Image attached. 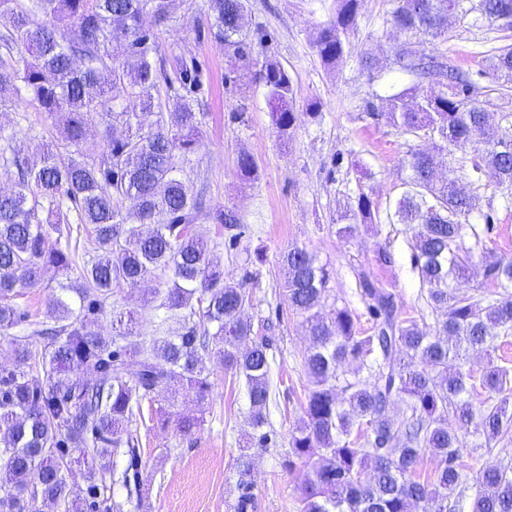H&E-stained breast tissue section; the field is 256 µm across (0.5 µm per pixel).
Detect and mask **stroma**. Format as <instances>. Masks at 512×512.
Returning <instances> with one entry per match:
<instances>
[{"label": "stroma", "instance_id": "stroma-1", "mask_svg": "<svg viewBox=\"0 0 512 512\" xmlns=\"http://www.w3.org/2000/svg\"><path fill=\"white\" fill-rule=\"evenodd\" d=\"M199 2L176 0L172 24L159 33L168 53L194 56L203 69L206 150L186 167V182L191 189H205L209 207L237 211L246 226L245 236L232 248L227 245L228 231L220 226L202 224L198 230L216 241L214 254L229 277L237 280L244 270L255 272L248 285L252 305L247 314L256 335L272 340L267 419L276 443L252 451V512H300L299 489L310 471L285 470L281 457L303 414L308 387L304 356L310 338L303 317L289 311L283 296L281 251L297 244L327 263L332 294L357 314L360 327L371 324L357 293L363 272L393 292L404 315L424 329H432L441 317L428 304L427 286L414 264L412 232L392 218L405 190V161L423 142L386 122H374L364 111L366 102L410 87L415 79L396 62L395 48L404 37L386 23L394 0H365L350 37V53L333 69L320 62L312 38L328 19L334 0H249L247 25L266 35L263 42L254 43V58L278 60L298 88L295 127L289 138H280L253 71L229 70L223 43L199 35L204 20L197 10ZM503 46H512V32L499 31L488 20L472 16L452 28L447 41L435 46L420 42L415 49L438 52L449 65L489 86L494 78L485 53ZM367 52L381 60L379 69L361 67L360 57ZM313 101L321 104V114L315 118L306 110ZM237 110L243 112L244 122L232 120ZM0 123L17 125V137L32 156L42 142L56 136L55 128L31 105L0 103ZM243 151L258 163L255 179L244 180L237 174L236 159ZM362 192L371 196L379 220L359 225L353 238H339L341 209ZM481 200L494 210L495 229L478 238L465 235L463 245L474 258L457 285L462 294L485 288L482 256L512 257V206L489 189L482 192ZM382 251L387 261H379ZM166 280L158 272L140 286H121L110 303L149 321L154 316L152 296ZM208 368L214 392L204 405L182 391L157 395L158 404L171 415L200 417L201 425L192 434L182 435L172 423L132 424L142 443L139 479L146 496L142 512H234L236 458L249 430L248 396L243 379L225 371L218 359H211ZM461 454L478 466L507 463L512 461V439L488 444L482 435L471 432Z\"/></svg>", "mask_w": 512, "mask_h": 512}]
</instances>
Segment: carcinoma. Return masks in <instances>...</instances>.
Returning a JSON list of instances; mask_svg holds the SVG:
<instances>
[{
	"mask_svg": "<svg viewBox=\"0 0 512 512\" xmlns=\"http://www.w3.org/2000/svg\"><path fill=\"white\" fill-rule=\"evenodd\" d=\"M174 0H0V101L36 104L60 138L43 143L40 159L7 138L0 146V174L12 185L0 191V330L19 329L15 362L0 367V512H119L104 495L112 458L120 455L119 479L134 487L135 508L144 507L139 481L141 452L128 424L143 416V404L160 420L153 395L184 389L204 403L212 392L206 365L216 355L245 381L249 440L273 443L265 431L270 398V343L255 339L245 316L251 307L244 272L224 277L198 223L231 231L240 223L232 210L208 209L203 195L185 185L182 174L199 154L205 124L199 95L202 73L196 61L171 56L147 26L171 21ZM363 0H336L312 45L321 62L334 67L349 54ZM249 0H203L206 31L224 42L231 66L255 69V81L271 105L279 136L294 129L297 90L282 64L253 57V40L264 34L247 28ZM488 18L512 13V0H397L386 23L407 35L397 52L404 71L436 78L440 89L416 83L386 99L381 108L365 103L375 121L403 133L439 139L473 151V187L464 189L454 170L439 180L437 156L410 153L406 190L394 216L414 230V258L428 303L442 319L427 332L412 318L399 317L395 295L365 273L359 292L372 317L363 331L349 306L330 297L331 272L304 247L280 255L288 308L305 318L312 344L304 364L309 377L304 417L289 437L282 466L311 468L301 489V512H512V466L474 468L462 460L465 432L474 427L485 443L512 437V380L508 370L488 365L478 375L464 369L469 350L488 349L499 334L512 333V260L484 263L494 292H455L449 278L465 273L469 253L460 241L463 220L477 209L482 189L512 188V119L496 129L482 121L481 100L472 80L436 54L424 58L413 40L433 44L448 38L451 25L472 12ZM123 48L112 55V43ZM489 67L500 85H512V47L488 50ZM174 99V108L162 99ZM99 117L103 148L83 151L88 122ZM126 129L123 137L113 131ZM258 169L253 155L237 158L244 179ZM488 183H481L482 177ZM338 235L351 237L358 224H373L377 211L360 193L348 203ZM143 224L153 225L144 234ZM57 239L48 247L51 234ZM170 273L171 285L154 292L161 321L177 319L181 333L157 337L139 332L131 312L113 313L112 334L84 328L106 313L113 288L144 281L155 271ZM57 280L49 301L55 325L43 328L16 302L23 288H38L46 273ZM48 343L36 346L35 338ZM358 364L351 381L344 367ZM487 393L480 406L478 391ZM345 394L339 398V394ZM402 405L401 417L391 408ZM453 415L457 428L448 427ZM433 462L430 477L419 465ZM91 462L82 485H69L73 464ZM252 455L237 458L235 512L252 508ZM472 502L466 504V490Z\"/></svg>",
	"mask_w": 512,
	"mask_h": 512,
	"instance_id": "cac0c4a2",
	"label": "carcinoma"
}]
</instances>
